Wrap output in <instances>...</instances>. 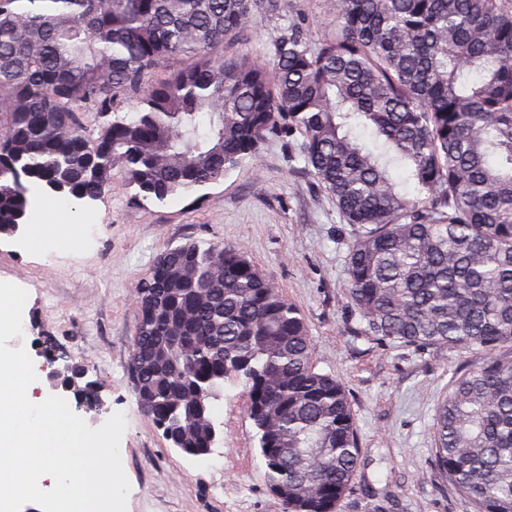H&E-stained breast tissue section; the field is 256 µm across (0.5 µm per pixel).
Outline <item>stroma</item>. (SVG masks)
<instances>
[{
	"mask_svg": "<svg viewBox=\"0 0 512 512\" xmlns=\"http://www.w3.org/2000/svg\"><path fill=\"white\" fill-rule=\"evenodd\" d=\"M320 0H280L258 12L228 58L270 62L274 40L295 22L321 33ZM296 138L269 140L256 159L187 196L143 200L115 177L111 193L83 203L97 227L76 247L47 257L28 236L0 235V281L28 298L24 348L36 370L49 361L85 366L101 400L79 410L102 426L123 413L120 448L130 483L127 512H282L270 492L242 385L225 381L214 403L218 441L192 457L172 448L142 412L127 374L138 322L135 287L167 247L190 239L244 248L305 318L318 369L351 395L361 467L341 512H471L440 487L430 468L432 426L441 394L468 352L418 353L353 336L345 258L357 231L300 170Z\"/></svg>",
	"mask_w": 512,
	"mask_h": 512,
	"instance_id": "obj_1",
	"label": "stroma"
}]
</instances>
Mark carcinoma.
Masks as SVG:
<instances>
[{"instance_id": "obj_1", "label": "carcinoma", "mask_w": 512, "mask_h": 512, "mask_svg": "<svg viewBox=\"0 0 512 512\" xmlns=\"http://www.w3.org/2000/svg\"><path fill=\"white\" fill-rule=\"evenodd\" d=\"M276 7L0 0V234L29 221L32 186L96 200L118 167L163 202L300 136L304 171L357 227L350 332L480 355L438 401L431 470L473 512H512V0H324L319 36L291 26L269 64L224 59ZM136 299L127 370L170 445L211 452L233 379L283 512H339L361 464L348 390L247 252L170 246Z\"/></svg>"}]
</instances>
